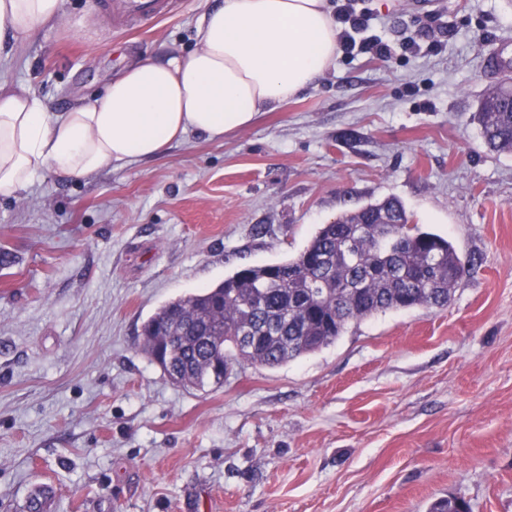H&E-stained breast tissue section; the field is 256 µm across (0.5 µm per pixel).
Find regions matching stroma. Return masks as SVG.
Listing matches in <instances>:
<instances>
[{
    "label": "stroma",
    "mask_w": 512,
    "mask_h": 512,
    "mask_svg": "<svg viewBox=\"0 0 512 512\" xmlns=\"http://www.w3.org/2000/svg\"><path fill=\"white\" fill-rule=\"evenodd\" d=\"M211 0L141 20L62 0L0 56L55 112L160 43L195 47ZM371 36L439 52L346 57L213 143L0 195V512H512V155L474 114L512 52V0H365ZM398 199L476 266L447 308L389 310L275 368L174 384L143 323L166 302L291 259L321 225Z\"/></svg>",
    "instance_id": "stroma-1"
}]
</instances>
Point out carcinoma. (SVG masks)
<instances>
[{
	"instance_id": "obj_1",
	"label": "carcinoma",
	"mask_w": 512,
	"mask_h": 512,
	"mask_svg": "<svg viewBox=\"0 0 512 512\" xmlns=\"http://www.w3.org/2000/svg\"><path fill=\"white\" fill-rule=\"evenodd\" d=\"M486 144L512 154V83L480 102ZM468 272L453 244L410 222L395 198L322 225L288 261L246 267L223 282L163 304L142 328L143 346L171 380L204 390L236 358L273 368L334 344L347 326L388 310L445 308ZM46 488L26 512H44ZM430 512H470L462 498Z\"/></svg>"
}]
</instances>
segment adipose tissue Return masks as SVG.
<instances>
[{"label": "adipose tissue", "instance_id": "obj_1", "mask_svg": "<svg viewBox=\"0 0 512 512\" xmlns=\"http://www.w3.org/2000/svg\"><path fill=\"white\" fill-rule=\"evenodd\" d=\"M60 11L61 0H0V50ZM338 36L326 0H217L192 52L159 44L68 111L0 83V194L48 171L80 179L154 158L190 135L223 142L311 87L333 65Z\"/></svg>", "mask_w": 512, "mask_h": 512}]
</instances>
